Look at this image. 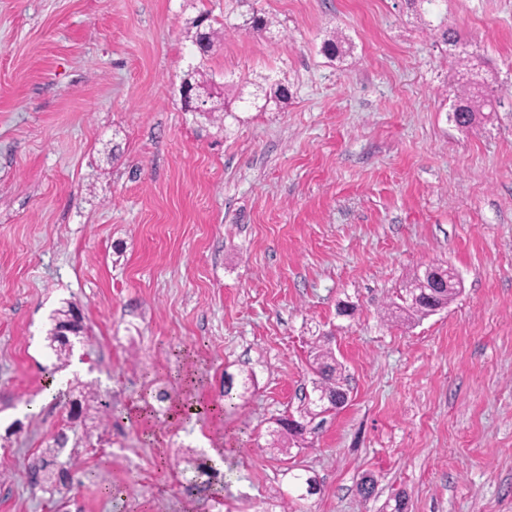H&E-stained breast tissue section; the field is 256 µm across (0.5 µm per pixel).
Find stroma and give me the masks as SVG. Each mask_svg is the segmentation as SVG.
Wrapping results in <instances>:
<instances>
[{
	"label": "stroma",
	"mask_w": 512,
	"mask_h": 512,
	"mask_svg": "<svg viewBox=\"0 0 512 512\" xmlns=\"http://www.w3.org/2000/svg\"><path fill=\"white\" fill-rule=\"evenodd\" d=\"M439 24L493 103L469 131ZM196 68L226 112L184 111ZM275 84L287 99L256 108ZM439 265L459 293L407 317ZM69 303L85 336L64 366L46 334ZM325 336L348 403L281 435ZM163 388L211 410L128 417ZM227 442L230 470L202 472ZM49 448L69 483L34 480ZM398 494L512 512V0H0V512H391Z\"/></svg>",
	"instance_id": "1"
}]
</instances>
